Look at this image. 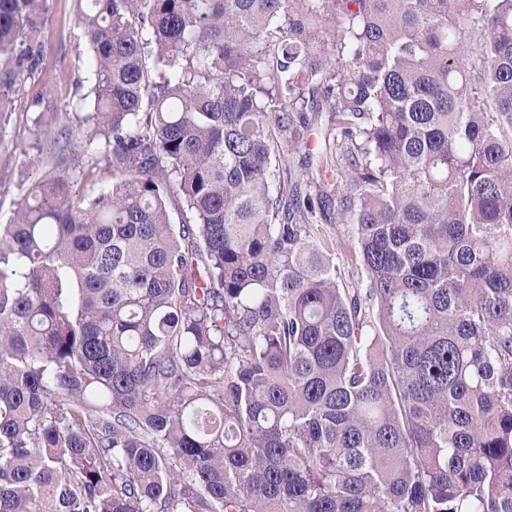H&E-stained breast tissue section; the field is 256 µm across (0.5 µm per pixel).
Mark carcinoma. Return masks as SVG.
I'll return each mask as SVG.
<instances>
[{"label": "carcinoma", "instance_id": "1", "mask_svg": "<svg viewBox=\"0 0 512 512\" xmlns=\"http://www.w3.org/2000/svg\"><path fill=\"white\" fill-rule=\"evenodd\" d=\"M46 4L0 0V88ZM77 25L67 136L108 165L0 224V512H512V0ZM323 112L314 177L291 158ZM332 208L363 288L315 239Z\"/></svg>", "mask_w": 512, "mask_h": 512}]
</instances>
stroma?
<instances>
[{
    "mask_svg": "<svg viewBox=\"0 0 512 512\" xmlns=\"http://www.w3.org/2000/svg\"><path fill=\"white\" fill-rule=\"evenodd\" d=\"M77 11L76 0H48L41 50L31 60L34 74L8 91L12 113L0 133V224L13 217L22 193L53 170L51 145L38 138L40 124L59 129L74 124L69 105L92 87L90 51L77 26ZM316 227L317 241L335 247L344 285L364 282L355 225L322 219Z\"/></svg>",
    "mask_w": 512,
    "mask_h": 512,
    "instance_id": "obj_1",
    "label": "stroma"
}]
</instances>
